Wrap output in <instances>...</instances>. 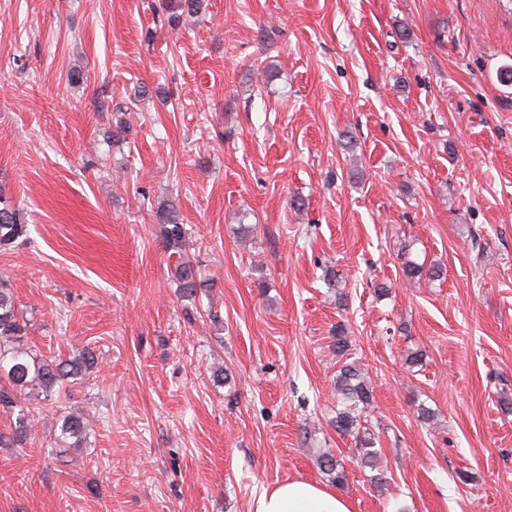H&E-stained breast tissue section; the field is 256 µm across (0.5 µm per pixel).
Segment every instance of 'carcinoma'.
<instances>
[{"mask_svg":"<svg viewBox=\"0 0 512 512\" xmlns=\"http://www.w3.org/2000/svg\"><path fill=\"white\" fill-rule=\"evenodd\" d=\"M4 191L0 188V249H9L26 233L19 210L3 202ZM160 223L164 224L166 247L178 254L176 277L183 294L191 295L197 288L193 277V265L186 260L184 224L179 222L176 212L171 209L160 211ZM404 275L409 280L424 275L434 278L440 273L412 260L404 263ZM26 324L20 321L15 296L6 285L0 283V412L13 418V433L18 442L31 436L30 414L20 404L22 391L29 386L52 390L68 376L94 368L97 357L94 351L85 348L72 359L46 357L24 343ZM336 396L341 409L336 411V429L342 433L356 435L359 457L367 467L378 468L380 450L376 449L375 435L362 430V418L373 403V391L363 375V369L356 362L342 366L336 374ZM88 420L77 413L62 416L61 433L58 440L70 438L77 441L87 435ZM320 466L340 485L346 481L343 464L331 453L320 455Z\"/></svg>","mask_w":512,"mask_h":512,"instance_id":"cac0c4a2","label":"carcinoma"}]
</instances>
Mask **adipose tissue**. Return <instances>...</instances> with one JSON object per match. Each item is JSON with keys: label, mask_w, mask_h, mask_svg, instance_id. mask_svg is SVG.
<instances>
[{"label": "adipose tissue", "mask_w": 512, "mask_h": 512, "mask_svg": "<svg viewBox=\"0 0 512 512\" xmlns=\"http://www.w3.org/2000/svg\"><path fill=\"white\" fill-rule=\"evenodd\" d=\"M253 512H351L345 496L302 479H289L264 490Z\"/></svg>", "instance_id": "obj_1"}]
</instances>
